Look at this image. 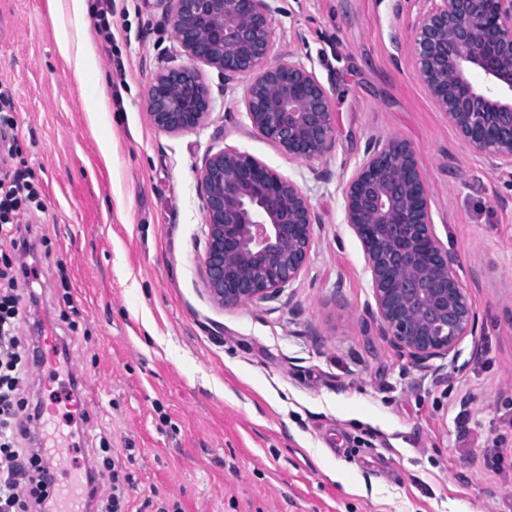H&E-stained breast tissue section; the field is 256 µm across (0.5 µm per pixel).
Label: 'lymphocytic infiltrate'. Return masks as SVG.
Returning a JSON list of instances; mask_svg holds the SVG:
<instances>
[{
  "mask_svg": "<svg viewBox=\"0 0 512 512\" xmlns=\"http://www.w3.org/2000/svg\"><path fill=\"white\" fill-rule=\"evenodd\" d=\"M39 190L30 168L0 175V237L9 251L0 252V512H55L59 505L55 476L40 449L24 447L33 417L23 396L31 363L17 329L36 299L23 280L31 271L21 258L28 254V237L21 232L22 206L38 204ZM108 474L110 493L98 499L96 512H124L126 490L132 476L115 462V451L100 439L97 460L86 472L87 487L100 474Z\"/></svg>",
  "mask_w": 512,
  "mask_h": 512,
  "instance_id": "obj_1",
  "label": "lymphocytic infiltrate"
}]
</instances>
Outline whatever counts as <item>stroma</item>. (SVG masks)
<instances>
[{"label":"stroma","mask_w":512,"mask_h":512,"mask_svg":"<svg viewBox=\"0 0 512 512\" xmlns=\"http://www.w3.org/2000/svg\"><path fill=\"white\" fill-rule=\"evenodd\" d=\"M68 0H0L11 93L42 206L39 302L76 358L33 369L58 485L102 433L134 449L126 512H512V169L491 171L416 73L422 0H274L273 39L325 86L335 142L289 158L252 126L243 83L206 71L212 113L181 135L147 114L153 75L189 65L156 0H115L97 73L57 30ZM104 85L107 112L85 101ZM409 143L434 232L477 314L456 354L415 364L382 336L343 189L370 142ZM247 152L296 182L319 222L307 266L228 310L203 278V158Z\"/></svg>","instance_id":"obj_1"}]
</instances>
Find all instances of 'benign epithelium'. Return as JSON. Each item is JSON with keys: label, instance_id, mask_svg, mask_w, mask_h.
<instances>
[{"label": "benign epithelium", "instance_id": "7a95c632", "mask_svg": "<svg viewBox=\"0 0 512 512\" xmlns=\"http://www.w3.org/2000/svg\"><path fill=\"white\" fill-rule=\"evenodd\" d=\"M196 66L152 78L147 113L170 134L208 119L200 67L228 86L246 78L252 126L288 156L313 160L335 139L325 87L290 53L273 52L270 0H160ZM414 24L416 70L464 142L493 170L512 168V0H426ZM206 227L205 286L226 309L261 303L304 271L318 223L301 187L250 154L226 147L197 178ZM430 189L413 148L370 144L345 184L344 218L361 241L382 335L424 364L456 352L476 314L448 251L433 234Z\"/></svg>", "mask_w": 512, "mask_h": 512}]
</instances>
